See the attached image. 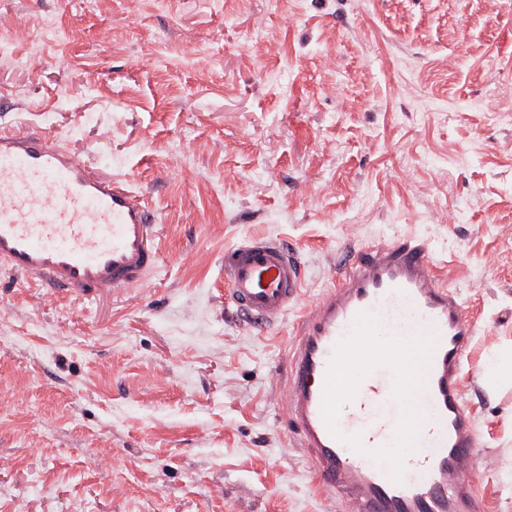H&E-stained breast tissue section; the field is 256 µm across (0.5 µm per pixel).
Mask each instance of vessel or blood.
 I'll return each mask as SVG.
<instances>
[{
	"instance_id": "obj_1",
	"label": "vessel or blood",
	"mask_w": 512,
	"mask_h": 512,
	"mask_svg": "<svg viewBox=\"0 0 512 512\" xmlns=\"http://www.w3.org/2000/svg\"><path fill=\"white\" fill-rule=\"evenodd\" d=\"M145 199L58 138L0 133V269L51 297L140 287L157 265ZM423 241L355 249L308 299L299 258L248 239L224 258L229 301L265 328L295 316L283 415L344 512H483L461 373L476 334Z\"/></svg>"
}]
</instances>
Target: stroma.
Masks as SVG:
<instances>
[{
    "mask_svg": "<svg viewBox=\"0 0 512 512\" xmlns=\"http://www.w3.org/2000/svg\"><path fill=\"white\" fill-rule=\"evenodd\" d=\"M1 13L31 41L0 33V131L40 127L144 195L159 265L91 301L0 271V512H342L282 415L290 322L235 315L224 252L283 242L313 298L347 250L404 236L477 327V476L485 512H512V381L482 378L512 348V0Z\"/></svg>",
    "mask_w": 512,
    "mask_h": 512,
    "instance_id": "35a3bbf8",
    "label": "stroma"
}]
</instances>
